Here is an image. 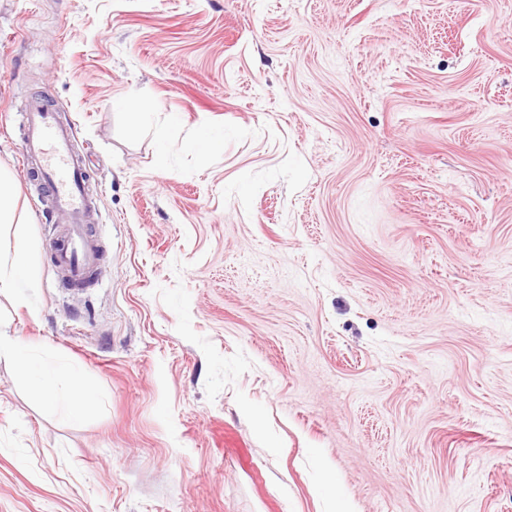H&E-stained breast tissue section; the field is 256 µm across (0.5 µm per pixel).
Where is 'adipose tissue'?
<instances>
[{
  "label": "adipose tissue",
  "mask_w": 512,
  "mask_h": 512,
  "mask_svg": "<svg viewBox=\"0 0 512 512\" xmlns=\"http://www.w3.org/2000/svg\"><path fill=\"white\" fill-rule=\"evenodd\" d=\"M15 358L24 375L33 379L35 391L51 406L63 409L67 416L76 417L85 412L91 397L87 389L79 387L68 394L57 391V383L64 374L59 365L32 368L23 347L16 338L0 333V356Z\"/></svg>",
  "instance_id": "obj_1"
}]
</instances>
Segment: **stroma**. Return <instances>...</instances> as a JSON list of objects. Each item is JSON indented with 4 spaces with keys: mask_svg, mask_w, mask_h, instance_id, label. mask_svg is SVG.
Returning a JSON list of instances; mask_svg holds the SVG:
<instances>
[{
    "mask_svg": "<svg viewBox=\"0 0 512 512\" xmlns=\"http://www.w3.org/2000/svg\"><path fill=\"white\" fill-rule=\"evenodd\" d=\"M40 96L93 171L82 289ZM0 175V333L95 399L0 357V512H512V0H0ZM25 139L21 154L27 176L46 184L53 216L61 222L50 244V256L63 279L82 286L90 279L99 250L90 233L96 204L90 193L91 173L74 146L73 128L43 98L32 99L23 114ZM15 208V191L12 183L0 176V222L12 223ZM16 260L10 265V271L0 267V292L16 291L21 288L28 277L27 246L21 240L16 246ZM14 357L24 375L31 376L35 391L54 408H62L68 417H77L86 411L91 397L87 389L78 387L68 394L57 391V383L64 375L60 365H44L33 369L24 348L16 338L0 333V356Z\"/></svg>",
    "mask_w": 512,
    "mask_h": 512,
    "instance_id": "35a3bbf8",
    "label": "stroma"
}]
</instances>
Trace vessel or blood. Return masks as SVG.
Returning a JSON list of instances; mask_svg holds the SVG:
<instances>
[{"mask_svg":"<svg viewBox=\"0 0 512 512\" xmlns=\"http://www.w3.org/2000/svg\"><path fill=\"white\" fill-rule=\"evenodd\" d=\"M25 139L21 154L26 175L46 184L53 215L61 227L50 256L64 280L81 286L90 279L99 250L90 233L96 204L90 192L91 173L74 146L73 128L61 121L44 99H32L23 114Z\"/></svg>","mask_w":512,"mask_h":512,"instance_id":"b4317fda","label":"vessel or blood"}]
</instances>
